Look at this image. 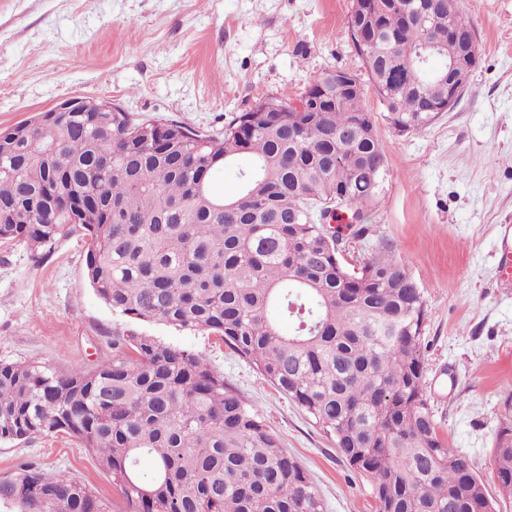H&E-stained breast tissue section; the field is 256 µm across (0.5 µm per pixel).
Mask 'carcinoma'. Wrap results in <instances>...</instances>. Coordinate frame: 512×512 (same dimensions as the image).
<instances>
[{"label": "carcinoma", "instance_id": "1", "mask_svg": "<svg viewBox=\"0 0 512 512\" xmlns=\"http://www.w3.org/2000/svg\"><path fill=\"white\" fill-rule=\"evenodd\" d=\"M368 0L364 50L392 127L417 132L448 25L433 0ZM39 112L0 129V241L49 252L86 239L90 285L136 323L219 337L301 405L370 482L377 512H496L469 459L450 446L423 375L426 302L383 241L345 261L324 219L363 213L387 157L364 96L323 112H244L206 134L127 112ZM239 168L236 195L209 177ZM294 324L288 335L279 321ZM63 433L94 453L126 512H323L299 463L206 355L154 336L112 338V357L58 372L0 363V441ZM152 462L145 477L139 466ZM512 494V421L493 452ZM0 512H110L89 485L37 466L0 479Z\"/></svg>", "mask_w": 512, "mask_h": 512}]
</instances>
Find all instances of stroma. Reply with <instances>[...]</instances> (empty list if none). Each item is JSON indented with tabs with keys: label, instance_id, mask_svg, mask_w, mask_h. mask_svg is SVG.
I'll return each instance as SVG.
<instances>
[{
	"label": "stroma",
	"instance_id": "stroma-1",
	"mask_svg": "<svg viewBox=\"0 0 512 512\" xmlns=\"http://www.w3.org/2000/svg\"><path fill=\"white\" fill-rule=\"evenodd\" d=\"M353 0H0V127L70 97L104 99L138 120L177 121L215 134L258 101L296 99L323 72L359 76L387 156L376 199L341 224L355 263L379 243L424 294L426 394L439 431L467 455L498 502L492 455L512 419V288L499 287L496 232L512 222V0H460L479 60L455 107L427 128L389 124L347 29ZM80 235L49 253L0 243V363L60 372L111 357L130 323L90 286ZM138 332L206 353L305 469L323 512H376L367 479L351 468L304 408L214 336L159 323ZM34 464L87 483L112 512L122 497L95 455L67 435L0 442V478Z\"/></svg>",
	"mask_w": 512,
	"mask_h": 512
}]
</instances>
